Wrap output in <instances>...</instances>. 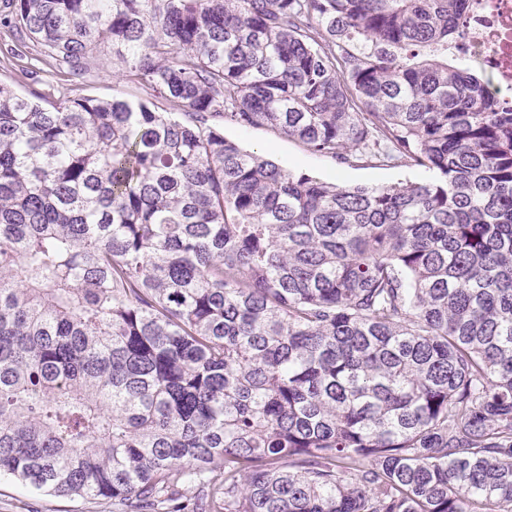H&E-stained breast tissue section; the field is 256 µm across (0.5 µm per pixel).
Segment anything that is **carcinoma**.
Instances as JSON below:
<instances>
[{
	"label": "carcinoma",
	"mask_w": 512,
	"mask_h": 512,
	"mask_svg": "<svg viewBox=\"0 0 512 512\" xmlns=\"http://www.w3.org/2000/svg\"><path fill=\"white\" fill-rule=\"evenodd\" d=\"M0 474L118 512H512V111L465 0H9ZM268 127L423 184L343 187ZM30 47L29 51L32 55L29 56L37 57L39 61L5 57L0 51V81L12 85L22 94L29 95L32 91H38L47 98L53 99L57 81L54 75V62L50 58L37 54L34 50L36 48L32 45ZM72 94L77 95H95L98 97L108 98L113 93L112 73L100 72L94 74L84 85L72 87ZM224 137L246 151H257L267 156L283 169L343 186L425 183L434 177V172L423 166L341 165L330 157L308 151L299 141L267 127L240 128L224 124Z\"/></svg>",
	"instance_id": "obj_1"
}]
</instances>
